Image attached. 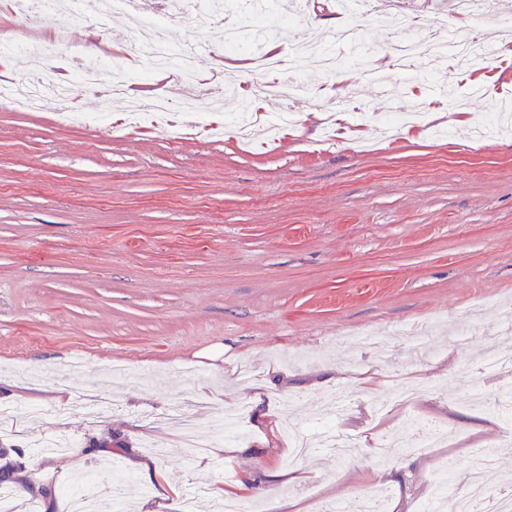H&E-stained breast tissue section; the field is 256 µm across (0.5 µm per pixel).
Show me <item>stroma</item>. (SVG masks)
<instances>
[{
	"label": "stroma",
	"instance_id": "obj_1",
	"mask_svg": "<svg viewBox=\"0 0 512 512\" xmlns=\"http://www.w3.org/2000/svg\"><path fill=\"white\" fill-rule=\"evenodd\" d=\"M286 7L263 0L279 53L331 42L336 0L293 23L279 19ZM132 25L113 13L103 35L64 6L0 26L28 30L55 79L68 70L59 34L117 49ZM469 27L499 46L486 94H467L476 72L456 62L417 65L410 85L385 69L377 94L366 72L394 40L364 17L371 53L358 65L332 81L307 57L283 72L316 94L292 101L298 125L272 140L228 130L175 143L152 126L105 139L108 104L83 87L87 125L64 124L51 97L37 112L0 109V405L14 422L0 430V494L14 512H69L87 476L125 478L127 512H178L196 486L208 490L197 512H221L216 488L243 479L254 512L353 506L380 490L385 512H421L445 455L466 489L473 448L501 438L491 403L512 382L480 369L489 351L512 352V132L473 133L512 98V35L480 17ZM167 34L201 46L203 76L229 67L221 26L175 19ZM346 83L368 112L325 126ZM175 402L206 432L215 409L244 406L237 454L225 457L221 435L202 456L182 447L155 420ZM411 417L443 429L444 447L396 451ZM329 421L372 452L344 465L317 449L297 463L315 479H276L289 428Z\"/></svg>",
	"mask_w": 512,
	"mask_h": 512
}]
</instances>
